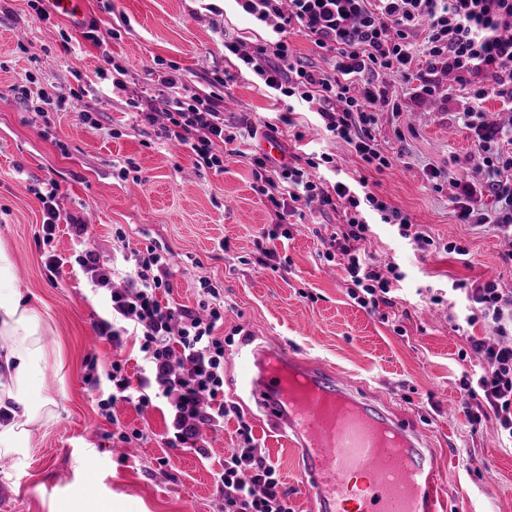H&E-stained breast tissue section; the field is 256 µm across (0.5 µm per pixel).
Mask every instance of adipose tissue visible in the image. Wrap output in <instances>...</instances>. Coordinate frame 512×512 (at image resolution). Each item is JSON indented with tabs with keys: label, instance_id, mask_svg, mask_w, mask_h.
<instances>
[{
	"label": "adipose tissue",
	"instance_id": "ef3b65f1",
	"mask_svg": "<svg viewBox=\"0 0 512 512\" xmlns=\"http://www.w3.org/2000/svg\"><path fill=\"white\" fill-rule=\"evenodd\" d=\"M0 336L9 346L0 351V459L27 453L32 426L54 416L58 404L38 392L48 354L38 314L14 282L9 253L0 248Z\"/></svg>",
	"mask_w": 512,
	"mask_h": 512
}]
</instances>
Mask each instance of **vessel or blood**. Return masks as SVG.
<instances>
[{
  "instance_id": "obj_1",
  "label": "vessel or blood",
  "mask_w": 512,
  "mask_h": 512,
  "mask_svg": "<svg viewBox=\"0 0 512 512\" xmlns=\"http://www.w3.org/2000/svg\"><path fill=\"white\" fill-rule=\"evenodd\" d=\"M46 4L83 29L81 0ZM233 357L247 368L242 390L265 403L287 434L318 512H441L434 451L384 407L280 347L247 341Z\"/></svg>"
}]
</instances>
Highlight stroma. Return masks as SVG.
Here are the masks:
<instances>
[{
	"label": "stroma",
	"mask_w": 512,
	"mask_h": 512,
	"mask_svg": "<svg viewBox=\"0 0 512 512\" xmlns=\"http://www.w3.org/2000/svg\"><path fill=\"white\" fill-rule=\"evenodd\" d=\"M83 7L104 47L64 44L69 26L62 16L44 20L28 0H0V246L12 258L24 299L42 319L45 386L59 404L53 419L33 427L27 458L0 460V512H49L50 500L77 482L111 495L119 512H224L215 475L240 447L243 422L275 465L292 512H314L276 423L256 399L241 395L239 363H224V399L239 413L225 417L223 426L204 427V446L195 451L168 447L167 401L140 409L113 400L112 362L125 361L135 382L141 353L135 342L116 348L97 336L108 303L80 272L68 266L56 276L47 272L48 251L67 257L75 248L64 226L52 244L43 241L35 191L51 179L62 210L87 224L88 249L119 266L125 248L161 245L170 258L167 298L179 305L196 307L201 281L221 289L225 350L245 338L275 344L337 374L361 397L389 403L438 451L446 512H512V443L499 436L495 417L469 423L462 387L476 372L464 356L469 337L494 330L482 320L467 324L453 290L490 278L512 289V266L502 260L503 239L490 227L457 223L453 187L427 176L433 166L458 173L475 166L472 133L458 119L469 102L454 74L435 68L432 95L420 93L418 80L380 76L401 105L399 113L379 114L376 139L394 159L383 171L323 134L310 113L297 117L302 140L284 125L273 135L276 161L327 153L341 178L366 180L373 194L426 234L467 248L464 256H421L391 227L375 224L367 252L406 273L383 317L354 304L342 267L324 258L330 234L345 221L342 211L294 220L291 239L273 244L278 271L258 265L261 249L271 245L272 210L253 189L249 158L260 152V138L233 142L218 173L157 136L167 110V90L154 74L160 66L176 68L190 92L232 101L225 124L245 120L260 128L287 111L288 98H270L241 70L240 54L254 53L267 27L238 13L231 0H83ZM228 36L238 41L239 54L225 52ZM109 57L126 68L125 88L100 79ZM222 74L227 83H217ZM19 87L30 92L27 104L15 98ZM45 95L62 107L43 118L35 109ZM144 100L153 105L154 123L139 117ZM81 110L93 113L97 125L81 124ZM436 294L441 303H433ZM106 402L108 417L100 409ZM132 430L143 433L135 455H113L114 433ZM89 456L94 469L81 471Z\"/></svg>",
	"instance_id": "stroma-1"
}]
</instances>
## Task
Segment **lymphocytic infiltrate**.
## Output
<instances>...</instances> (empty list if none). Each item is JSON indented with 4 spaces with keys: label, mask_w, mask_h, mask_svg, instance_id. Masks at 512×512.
<instances>
[{
    "label": "lymphocytic infiltrate",
    "mask_w": 512,
    "mask_h": 512,
    "mask_svg": "<svg viewBox=\"0 0 512 512\" xmlns=\"http://www.w3.org/2000/svg\"><path fill=\"white\" fill-rule=\"evenodd\" d=\"M244 12L271 27V36L254 54L242 61L264 87L316 105L321 127L351 145L365 163L376 169L390 167L391 159L376 141L381 105L389 103L378 83L381 73L410 78L419 65L442 64L468 87L474 103L494 95L512 105V0H236ZM295 29L312 38L331 56L330 70L305 64L290 48L285 34ZM167 90L168 123L160 138L187 148L196 164L216 172L224 170V146L237 138L256 136L245 122L225 131L224 99L220 96L187 95L180 76L167 73L161 79ZM472 131L481 162L471 174L460 175L436 167L430 179L449 181L455 192L450 201L458 223L491 226L512 240V128L487 123L481 112L468 109L462 116ZM330 155L307 159L305 165L276 164L268 156L253 155L251 165L257 190L274 207V227L267 237L271 247L262 249L259 262L276 269L275 240L289 238L290 217L307 210L325 211L342 205L345 222L333 235L335 252L326 260L342 258L350 296L370 312L392 306L394 288L406 278L393 262H376L364 248L371 232L368 212L421 253L444 249L466 255L464 246L440 243L419 231L411 217L373 193L347 180L325 183L313 175L318 162ZM37 196L42 204V230L53 238L59 223L71 226L75 237L87 229L81 219L63 214L58 185L49 182ZM123 287L112 285L114 270L100 255L84 248L75 252V263L93 290L106 291L109 315L96 324L99 336L112 344L124 338L140 341L143 354L138 384H131L121 361H113L108 379L117 398L151 405L153 400L176 396L170 447L196 444L199 428L218 425L234 413L224 403V339L217 329L224 320L220 291L202 282V297L190 309L160 300L170 288L168 260L162 248L147 247L126 256ZM466 301L467 322L482 318L492 324L496 342H469L481 374L468 397L476 401L471 423L494 414L500 436L512 442V290L492 279L476 287L459 285ZM241 448L225 457L218 474L224 495V512H289L288 494L276 468L258 448L247 424H240Z\"/></svg>",
    "instance_id": "obj_1"
}]
</instances>
